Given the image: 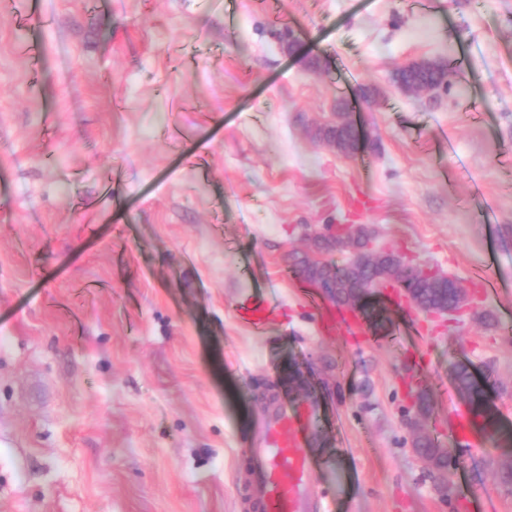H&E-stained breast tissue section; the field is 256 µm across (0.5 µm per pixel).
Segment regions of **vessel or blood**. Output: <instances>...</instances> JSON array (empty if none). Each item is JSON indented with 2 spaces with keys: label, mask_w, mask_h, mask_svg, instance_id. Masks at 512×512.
I'll use <instances>...</instances> for the list:
<instances>
[{
  "label": "vessel or blood",
  "mask_w": 512,
  "mask_h": 512,
  "mask_svg": "<svg viewBox=\"0 0 512 512\" xmlns=\"http://www.w3.org/2000/svg\"><path fill=\"white\" fill-rule=\"evenodd\" d=\"M324 408L294 395L271 404L249 449L258 512H314L312 475Z\"/></svg>",
  "instance_id": "obj_1"
}]
</instances>
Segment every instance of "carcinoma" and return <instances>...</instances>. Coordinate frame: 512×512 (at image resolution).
<instances>
[{
  "label": "carcinoma",
  "instance_id": "1",
  "mask_svg": "<svg viewBox=\"0 0 512 512\" xmlns=\"http://www.w3.org/2000/svg\"><path fill=\"white\" fill-rule=\"evenodd\" d=\"M448 77L447 66L436 60H422L398 69L394 81L408 90H420L427 85L443 82L449 91L451 83ZM336 149L349 154L359 149L358 129L348 112L336 114ZM369 238L368 229L360 226L358 233L349 239L340 233L333 237L331 243H317L321 251L336 249L352 253L350 260L343 264L334 265L296 256L292 267L302 279L322 288L336 303V308L357 313L376 331L384 329L387 321V310L376 300L372 289L377 279L398 283L399 288L412 297L415 308L423 313L455 311L465 304L466 292L460 281L449 276L435 278L425 275L420 269L402 265L391 255L365 253L363 249ZM452 374L470 413L480 419L482 433L496 447L511 450L512 434L501 430L499 419L487 400V387L493 368H487V374L480 378L467 363L457 361L452 364ZM414 406L421 417L430 412V395L423 381L416 391ZM413 448L416 455L425 458L431 467L438 470L445 467L448 450L440 447L430 435L415 433Z\"/></svg>",
  "mask_w": 512,
  "mask_h": 512
}]
</instances>
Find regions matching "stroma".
<instances>
[{
    "mask_svg": "<svg viewBox=\"0 0 512 512\" xmlns=\"http://www.w3.org/2000/svg\"><path fill=\"white\" fill-rule=\"evenodd\" d=\"M433 58L437 102L392 82ZM342 98L349 156L312 135ZM330 224L469 308L329 335L290 264ZM457 359L494 368L512 429V0H0V512H252L291 372L326 407L317 512H512ZM415 364L443 477L412 447Z\"/></svg>",
    "mask_w": 512,
    "mask_h": 512,
    "instance_id": "1",
    "label": "stroma"
}]
</instances>
